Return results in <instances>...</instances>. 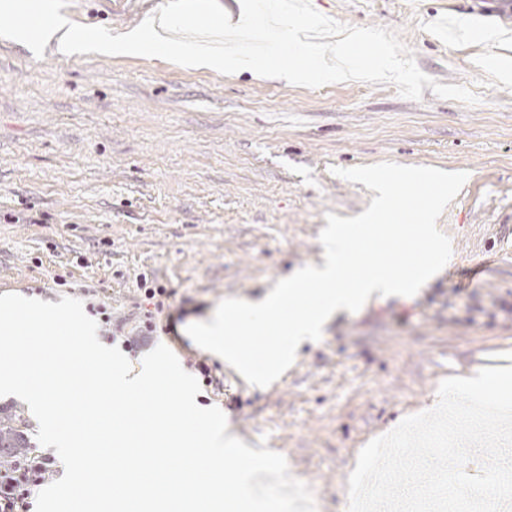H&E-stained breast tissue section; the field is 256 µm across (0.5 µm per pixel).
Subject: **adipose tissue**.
Wrapping results in <instances>:
<instances>
[{
    "label": "adipose tissue",
    "mask_w": 512,
    "mask_h": 512,
    "mask_svg": "<svg viewBox=\"0 0 512 512\" xmlns=\"http://www.w3.org/2000/svg\"><path fill=\"white\" fill-rule=\"evenodd\" d=\"M182 33L187 37H196L197 42L193 49H181L178 40L173 37L169 18L164 14L147 17L139 29L116 39L108 31H75L69 19L55 11L47 14L43 25H32L28 19L23 18L13 30V35L18 40L33 45L54 41L67 52L89 47L108 56H135L158 45L162 47L165 55L176 57L179 64L212 70L229 68L239 63L233 53L224 50L225 39H245L252 35L246 25L240 24L228 29L223 22L216 20L184 25Z\"/></svg>",
    "instance_id": "obj_1"
}]
</instances>
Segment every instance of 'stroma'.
I'll use <instances>...</instances> for the list:
<instances>
[{"instance_id":"stroma-1","label":"stroma","mask_w":512,"mask_h":512,"mask_svg":"<svg viewBox=\"0 0 512 512\" xmlns=\"http://www.w3.org/2000/svg\"><path fill=\"white\" fill-rule=\"evenodd\" d=\"M29 0H0V294L105 305L115 327L148 303L140 274L171 296L157 336L188 373L214 379L252 448L280 450L317 512H341L359 451L432 408L448 377L512 366V0H311L338 22L395 32L418 67L465 85L476 105L402 97L390 83L311 89L250 70L182 68L161 56L61 55L11 38ZM76 26L119 35L145 11L175 22L237 17L240 0H52ZM466 20L469 36L440 26ZM487 29L505 41H484ZM382 162L464 171L437 221L447 265L412 297H376L331 318L281 385H248L186 333L223 299L261 298L318 261L326 213L354 217L372 190L334 168ZM44 216L41 224L25 216Z\"/></svg>"}]
</instances>
